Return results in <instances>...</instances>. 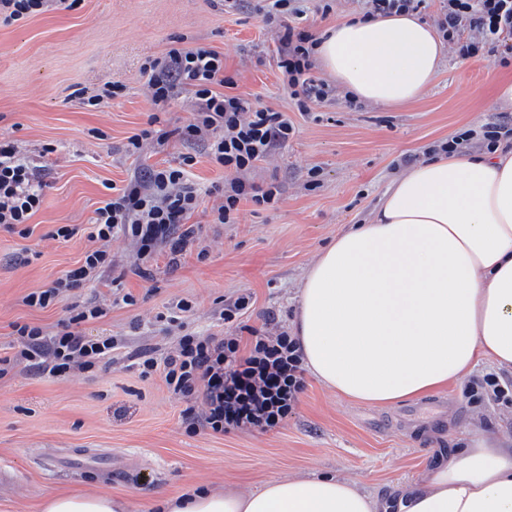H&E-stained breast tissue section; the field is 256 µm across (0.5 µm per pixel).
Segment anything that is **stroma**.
Wrapping results in <instances>:
<instances>
[{
    "label": "stroma",
    "instance_id": "stroma-1",
    "mask_svg": "<svg viewBox=\"0 0 512 512\" xmlns=\"http://www.w3.org/2000/svg\"><path fill=\"white\" fill-rule=\"evenodd\" d=\"M324 1L305 0L303 29L318 35L360 12L358 0H328L333 9L326 14ZM254 6V0L232 7L226 0H81L73 10L0 20V140L16 142L46 184L27 235L0 226L1 356L11 353L14 325L52 334L72 304L110 296L107 274L46 309L23 302L90 249L88 226L112 187H123L137 169L174 164L186 153L196 157L192 181L204 189L223 184V169L201 144L172 134L188 123L190 98L175 96L157 111L143 94L146 66L175 39L223 53L237 93L286 112L295 126L288 143L251 173L258 185H278L275 207L245 202L237 223L215 224L213 200L203 197L191 218L202 227L199 239L177 267L159 253L149 281L136 273L132 247L113 242V252L127 261L119 288L136 302H115L83 325L86 335L121 340L111 365L74 380L20 369L0 380V464L10 473L0 480V512H41L63 489L105 492L126 499L129 512H157L160 501L197 487L250 492L273 479L321 474L354 479L382 498L450 454L464 431L512 437V406L469 397L471 380L496 370L485 360L430 397L388 407L349 399L308 375L294 414L280 427L221 434L185 432L187 401L172 395L160 375L142 377L133 365L137 350L172 345L156 316L180 301L193 305L183 316L189 333L231 336L243 324L260 329L270 312L289 328L311 263L349 225L368 222L405 170V157H423L456 133L512 119L511 105H492L488 80L492 71L512 79V63L463 58L452 44L430 89L413 103L353 107L340 89L298 111L280 85L275 28ZM108 85L120 87V96L92 106ZM154 112L170 138L127 155L128 137ZM65 224L74 235L54 239ZM241 296L250 302L240 321L223 322V307Z\"/></svg>",
    "mask_w": 512,
    "mask_h": 512
}]
</instances>
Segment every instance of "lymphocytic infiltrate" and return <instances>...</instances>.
I'll return each instance as SVG.
<instances>
[{
    "label": "lymphocytic infiltrate",
    "mask_w": 512,
    "mask_h": 512,
    "mask_svg": "<svg viewBox=\"0 0 512 512\" xmlns=\"http://www.w3.org/2000/svg\"><path fill=\"white\" fill-rule=\"evenodd\" d=\"M303 0H268L266 18H283L277 34V67L283 86L299 111L332 97L330 83L316 75L315 48L320 40L298 29ZM436 31L443 41L457 44L461 56L499 55L512 59V0H440ZM236 82L224 73V55L197 45L171 48L163 64L151 65L144 94L160 106L177 93L187 92L193 102L188 124L179 136L201 143L206 155L228 173L224 185L209 194L213 223L233 224L241 202L274 204L276 185L255 184L250 172L287 142L293 125L287 113L256 104L235 93ZM193 155H183L178 166L147 168L95 211L88 237L93 246L80 265L58 278L51 287L28 294L27 306L44 309L65 292L82 287L103 272L116 268L114 238L124 237L138 259L163 251L178 259L200 231L190 217L199 205L201 190L189 181L186 169ZM40 170L22 160L14 143L0 141V225L9 229L28 223L44 200ZM107 312L103 301L71 307L62 329L47 334L28 324L15 328L17 350L0 358V378L22 365L49 376L78 377L108 363L118 342L111 336H88L82 323ZM249 339L239 336H179L163 358L147 349L134 358L142 377L161 373L169 390L190 403L182 422L187 432L224 433L239 428L271 430L292 414L304 389L302 355L296 340L280 331L275 315H267L265 331L250 329Z\"/></svg>",
    "instance_id": "1"
}]
</instances>
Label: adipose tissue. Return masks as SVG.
Returning <instances> with one entry per match:
<instances>
[{
    "mask_svg": "<svg viewBox=\"0 0 512 512\" xmlns=\"http://www.w3.org/2000/svg\"><path fill=\"white\" fill-rule=\"evenodd\" d=\"M318 57L357 99L425 95L445 54L417 16L351 18ZM292 336L309 372L358 402L422 399L488 360L512 370V149L437 153L405 170L366 224L309 267ZM163 512H512V438L467 431L455 452L382 500L331 475L275 479L258 492L194 490ZM109 495L62 493L44 512H126Z\"/></svg>",
    "mask_w": 512,
    "mask_h": 512,
    "instance_id": "1",
    "label": "adipose tissue"
}]
</instances>
